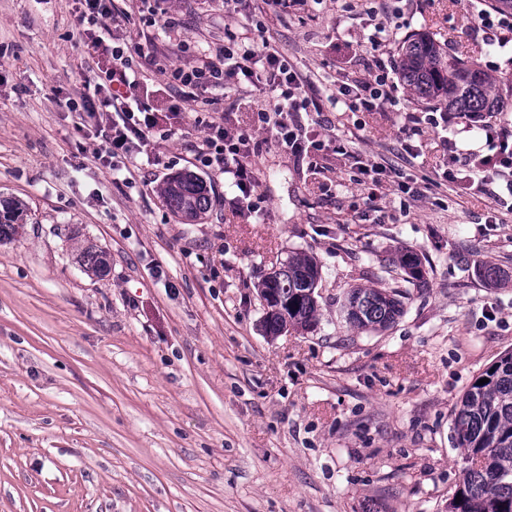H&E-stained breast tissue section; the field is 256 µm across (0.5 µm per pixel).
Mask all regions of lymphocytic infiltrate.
<instances>
[{
    "instance_id": "f902f5d3",
    "label": "lymphocytic infiltrate",
    "mask_w": 512,
    "mask_h": 512,
    "mask_svg": "<svg viewBox=\"0 0 512 512\" xmlns=\"http://www.w3.org/2000/svg\"><path fill=\"white\" fill-rule=\"evenodd\" d=\"M264 27L263 20L257 18L250 24V33L225 30L223 43L214 49L215 61L179 66L170 72L176 85L188 88L189 100L198 102L210 113L206 134L196 150V161L202 167L232 174L246 199L251 198L257 187L250 163L257 146L254 130H272L275 144L297 157L321 147L301 126L288 123L285 118L286 113L305 109L304 85L297 68L260 38ZM394 68L393 61L376 60L367 77L339 84L338 98L359 104L368 112L383 110L392 100L390 73ZM135 73L132 56L124 48H113L112 66L102 77L108 93L99 100L100 107L108 109L109 114L99 122L97 133L115 158L130 156L135 143L145 142L162 130L158 114L136 95ZM248 85L264 94V102L253 109L250 126H225L223 114L214 109L210 90L228 87L240 92ZM488 143L492 153H467L462 167L479 175L485 194L494 200L498 197L493 188L495 181L512 174V128L505 124L495 128Z\"/></svg>"
}]
</instances>
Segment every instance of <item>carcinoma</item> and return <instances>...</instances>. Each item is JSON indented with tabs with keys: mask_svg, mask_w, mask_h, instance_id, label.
<instances>
[{
	"mask_svg": "<svg viewBox=\"0 0 512 512\" xmlns=\"http://www.w3.org/2000/svg\"><path fill=\"white\" fill-rule=\"evenodd\" d=\"M398 77L420 101L448 112L470 115L505 107L495 80L476 63L449 54L448 47L427 31L415 33L402 43ZM162 192L171 211L184 220L195 221L210 208L206 185L191 173L170 176ZM21 216L14 203L0 200V243L21 234ZM78 260L95 275L109 271L106 251L95 244L84 246ZM396 264L410 272L415 286L424 283L417 255L406 251L397 257ZM319 279L317 261L305 253L289 256L278 272L263 279L260 295L270 288L284 305L283 312L264 316L266 331L280 336L290 327L309 328L319 313ZM402 313L398 294L384 288L354 287L339 304L345 323L361 330L386 328ZM483 378L489 382L478 384ZM453 430L457 447L464 449L466 466L448 501V512H512V352L483 370L456 402Z\"/></svg>",
	"mask_w": 512,
	"mask_h": 512,
	"instance_id": "obj_1",
	"label": "carcinoma"
}]
</instances>
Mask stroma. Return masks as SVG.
I'll return each instance as SVG.
<instances>
[{
  "mask_svg": "<svg viewBox=\"0 0 512 512\" xmlns=\"http://www.w3.org/2000/svg\"><path fill=\"white\" fill-rule=\"evenodd\" d=\"M261 5L119 0L103 31L81 24L79 0H0V196L25 206L23 233L0 243V512H446L464 467L451 411L512 351V209L440 185L454 154L488 153L484 131L432 128L399 82L383 112L330 95L417 30L494 78L512 47L477 34L479 0H401L381 34L365 0H295L264 37L301 73L311 109L292 118L322 146L301 160L264 145L254 213H235L231 174L206 176L210 209L184 223L160 188L195 171L203 134L163 72L206 60ZM154 9L179 19L180 41L149 26ZM143 43L156 66L137 92L172 134L136 148L130 174L97 116L60 103L95 97L113 47ZM361 163L386 168L369 203ZM89 242L106 276L78 262ZM296 252L319 264L320 316L271 339L257 285ZM368 285L400 291L403 314L356 333L336 301Z\"/></svg>",
  "mask_w": 512,
  "mask_h": 512,
  "instance_id": "obj_1",
  "label": "stroma"
}]
</instances>
